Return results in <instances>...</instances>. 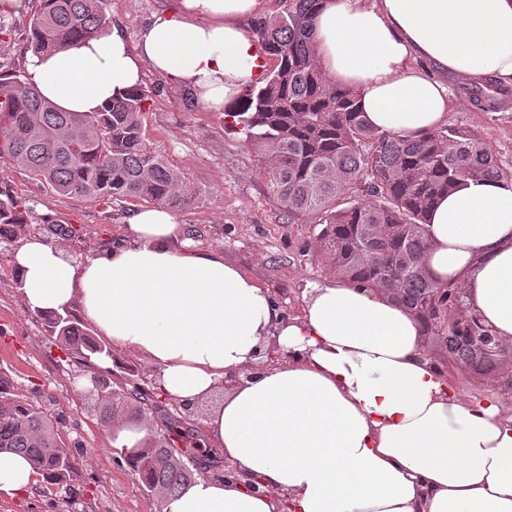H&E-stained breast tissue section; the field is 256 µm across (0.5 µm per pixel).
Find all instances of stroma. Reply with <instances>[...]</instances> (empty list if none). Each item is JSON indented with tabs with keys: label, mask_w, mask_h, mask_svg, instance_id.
Here are the masks:
<instances>
[{
	"label": "stroma",
	"mask_w": 512,
	"mask_h": 512,
	"mask_svg": "<svg viewBox=\"0 0 512 512\" xmlns=\"http://www.w3.org/2000/svg\"><path fill=\"white\" fill-rule=\"evenodd\" d=\"M163 2L108 0L106 11L132 39ZM23 3L8 16L11 30L0 33L1 72L22 68L28 53L26 28L40 2ZM142 85L150 95L147 140L196 192L177 212L191 250L223 254L226 262L252 274L289 314L300 313L305 291L329 279L316 256L317 216L289 223L261 174L259 155L225 112L205 108L193 92L149 70ZM448 89L457 102L448 124L480 134L499 164L512 169V102L485 110L470 100L463 81L449 78ZM0 188L33 206L37 234L63 246L75 263L121 241L129 218L141 207L135 200L99 205L57 194L6 157L0 158ZM54 223L67 227L68 235L51 234ZM10 257L0 252V373L61 421L80 474L70 491L44 481L22 496L0 494V512H160L158 499L142 487L98 424L83 366L23 306Z\"/></svg>",
	"instance_id": "obj_1"
}]
</instances>
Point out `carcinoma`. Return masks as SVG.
Segmentation results:
<instances>
[{"instance_id":"1","label":"carcinoma","mask_w":512,"mask_h":512,"mask_svg":"<svg viewBox=\"0 0 512 512\" xmlns=\"http://www.w3.org/2000/svg\"><path fill=\"white\" fill-rule=\"evenodd\" d=\"M107 0H41L29 19L28 49L56 51L102 34L112 18ZM281 9L258 18L252 31L275 61L262 86L239 98L237 119L261 156L262 175L292 223L319 217L317 254L340 281L357 282L407 308L419 322L433 359L454 375L475 378L512 367V345L483 325L465 292L427 272L426 224L435 202L467 179L512 180L482 137L442 126L407 137L371 126L356 93L331 81L316 62V19L324 0H279ZM149 101L138 87L99 112H61L44 99L26 72L0 74V155L59 195L108 203L136 199L169 208L194 195L184 176L167 166L142 131ZM33 208L0 190V249L25 234ZM45 330L87 368L100 424H117L139 440L112 433L127 446L124 460L141 484L166 506L195 479L196 459L175 446L199 442L201 430L165 413L153 381L119 384L98 362L112 357L73 311L43 314ZM0 451L26 456L54 485L77 480L79 462L65 447L58 421L0 375Z\"/></svg>"}]
</instances>
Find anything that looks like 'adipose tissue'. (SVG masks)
<instances>
[{
  "mask_svg": "<svg viewBox=\"0 0 512 512\" xmlns=\"http://www.w3.org/2000/svg\"><path fill=\"white\" fill-rule=\"evenodd\" d=\"M266 12L263 0H170L136 40L113 24L27 55L24 68L69 112L101 110L148 69L232 112L262 70L250 23ZM316 27L322 70L382 130L441 126L455 107L446 76L512 85V0H325ZM427 232L429 274L464 288L512 344V181L466 180L434 206ZM184 234L156 205L129 219L125 243L84 263L37 235L12 257L26 309L79 307L178 402L223 390L205 424L237 475L198 478L166 512H512V396L464 399L417 320L372 291L328 281L289 317L222 254L177 250ZM273 343L286 364H266ZM40 478L0 453V493Z\"/></svg>",
  "mask_w": 512,
  "mask_h": 512,
  "instance_id": "1",
  "label": "adipose tissue"
}]
</instances>
